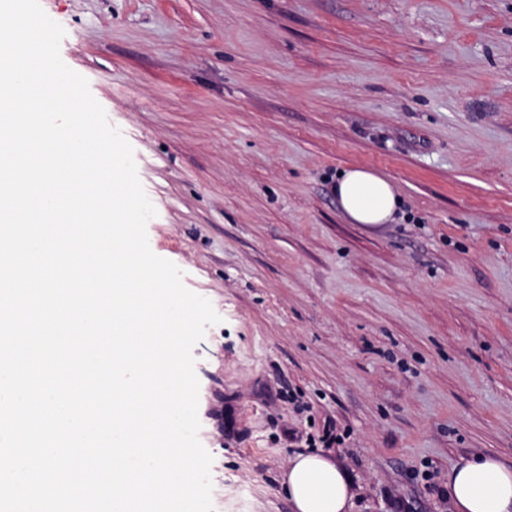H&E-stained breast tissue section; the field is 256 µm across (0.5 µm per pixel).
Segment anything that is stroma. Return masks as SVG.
<instances>
[{
	"instance_id": "stroma-1",
	"label": "stroma",
	"mask_w": 512,
	"mask_h": 512,
	"mask_svg": "<svg viewBox=\"0 0 512 512\" xmlns=\"http://www.w3.org/2000/svg\"><path fill=\"white\" fill-rule=\"evenodd\" d=\"M134 150L151 250L222 322L195 346L214 512H293L325 432L352 512H451L512 464V0H40ZM389 179L393 223L333 186ZM341 172L334 193L348 220L353 224H389L401 205L393 184L361 166ZM447 494L454 512H511L512 466L472 455L448 474Z\"/></svg>"
}]
</instances>
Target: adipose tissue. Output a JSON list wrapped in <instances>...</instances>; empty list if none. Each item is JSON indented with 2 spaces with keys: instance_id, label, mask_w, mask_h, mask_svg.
<instances>
[{
  "instance_id": "adipose-tissue-1",
  "label": "adipose tissue",
  "mask_w": 512,
  "mask_h": 512,
  "mask_svg": "<svg viewBox=\"0 0 512 512\" xmlns=\"http://www.w3.org/2000/svg\"><path fill=\"white\" fill-rule=\"evenodd\" d=\"M334 193L351 223H389L401 200L386 178L353 166L336 179ZM282 485L295 512H349L353 490L346 471L318 452L295 455ZM447 494L455 512H512V466L478 454L455 466L448 476Z\"/></svg>"
}]
</instances>
